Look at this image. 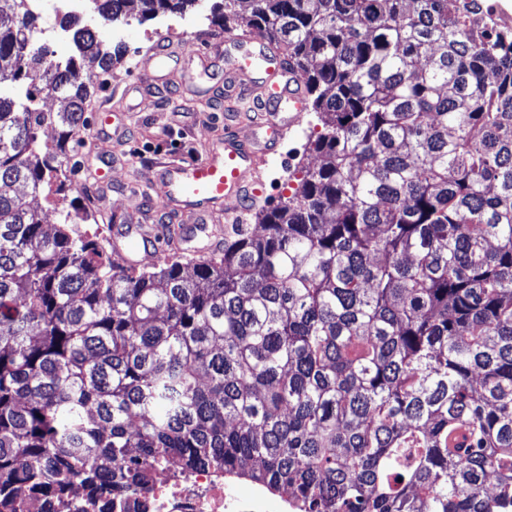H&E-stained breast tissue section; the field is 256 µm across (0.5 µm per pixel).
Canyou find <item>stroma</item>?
<instances>
[{"label": "stroma", "instance_id": "1", "mask_svg": "<svg viewBox=\"0 0 512 512\" xmlns=\"http://www.w3.org/2000/svg\"><path fill=\"white\" fill-rule=\"evenodd\" d=\"M214 0H199L196 7L182 13H166L140 21L139 7H132L129 20L119 24L96 22L97 39L103 50L123 46V61L113 68L104 84L95 86L88 101L89 122L84 129L83 158L85 164L78 170H65L64 176L73 189L76 204L91 214L100 216V223L85 224L88 236L100 243L110 239L109 218L124 220L131 193H138L144 211L157 213L156 195L151 189L154 170L160 162L181 158H200L208 143L230 129L228 109L223 96L201 103L181 97L176 87L159 90L144 99L138 110L126 113L128 126L124 142H111L95 133L93 124L97 115L114 111L121 105V92L125 83L139 74L138 62L148 50L158 48L160 39L179 44L181 37L192 38L194 49H204L208 43L223 38L226 33H240L235 21H223L211 11ZM308 121L287 131L279 155L269 160L264 168L265 199L272 202L290 196L292 186L286 169L295 165L296 152L306 142ZM116 155L109 190H102L91 178L86 163L98 154Z\"/></svg>", "mask_w": 512, "mask_h": 512}]
</instances>
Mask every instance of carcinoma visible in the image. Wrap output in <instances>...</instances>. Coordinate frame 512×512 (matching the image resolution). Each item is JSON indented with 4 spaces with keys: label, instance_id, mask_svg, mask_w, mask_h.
I'll list each match as a JSON object with an SVG mask.
<instances>
[{
    "label": "carcinoma",
    "instance_id": "1",
    "mask_svg": "<svg viewBox=\"0 0 512 512\" xmlns=\"http://www.w3.org/2000/svg\"><path fill=\"white\" fill-rule=\"evenodd\" d=\"M25 2L0 0V85H26L0 93V512H71L69 475L112 504L171 459L293 512H512V31L484 0H250L305 79L314 162L189 275L30 205L66 201L93 79Z\"/></svg>",
    "mask_w": 512,
    "mask_h": 512
}]
</instances>
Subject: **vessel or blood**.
<instances>
[{"label": "vessel or blood", "instance_id": "obj_1", "mask_svg": "<svg viewBox=\"0 0 512 512\" xmlns=\"http://www.w3.org/2000/svg\"><path fill=\"white\" fill-rule=\"evenodd\" d=\"M219 70L228 91L238 88L240 79L265 76L257 94L248 99L255 113L248 134L227 131L211 143L204 158L161 165L152 188L171 226L116 224L111 228L114 242H152L159 257L193 241L196 234L210 233L218 220L235 223L241 203L255 204L262 197L260 165L276 152L284 132L298 125L307 109L302 83L271 46L255 37L228 34L223 44L190 55L168 47L154 50L144 61L142 77L126 85L122 98L139 100L150 90L175 83L206 99Z\"/></svg>", "mask_w": 512, "mask_h": 512}]
</instances>
